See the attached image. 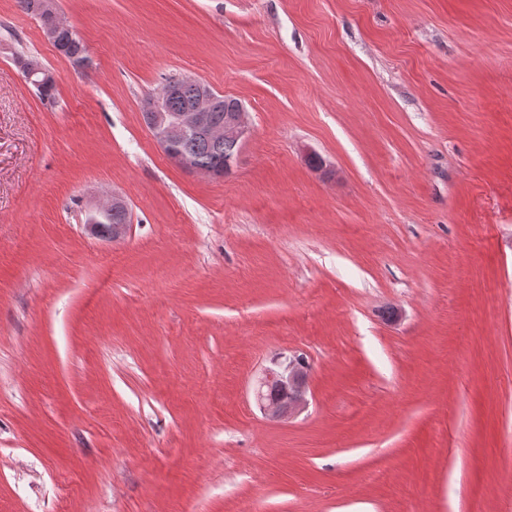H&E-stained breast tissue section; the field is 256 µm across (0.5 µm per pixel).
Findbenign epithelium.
Returning <instances> with one entry per match:
<instances>
[{"instance_id":"7a95c632","label":"benign epithelium","mask_w":512,"mask_h":512,"mask_svg":"<svg viewBox=\"0 0 512 512\" xmlns=\"http://www.w3.org/2000/svg\"><path fill=\"white\" fill-rule=\"evenodd\" d=\"M222 94L206 86L201 90L200 108L197 112H165L153 108L143 113V120L155 140L163 145L176 143L189 136L214 137L224 135L241 144L250 136L248 112L243 104L224 115V126L215 127L210 112L218 105ZM308 364L295 352L280 353L272 359V366L265 369L254 388V397L263 414L275 421H286L299 413L306 405L304 386ZM276 385L294 388L297 393L287 400H271L266 389Z\"/></svg>"}]
</instances>
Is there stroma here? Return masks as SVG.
<instances>
[{
    "instance_id": "obj_1",
    "label": "stroma",
    "mask_w": 512,
    "mask_h": 512,
    "mask_svg": "<svg viewBox=\"0 0 512 512\" xmlns=\"http://www.w3.org/2000/svg\"><path fill=\"white\" fill-rule=\"evenodd\" d=\"M58 5L85 73L0 0V512H512V0ZM171 75L244 104L224 178L145 126ZM89 220L99 224V230L97 233L98 236L110 237L112 234V239L114 241L122 239L126 235L129 228V224H127V214L123 209L112 211V213L99 216L92 213ZM113 227L114 231L112 233ZM308 364L305 358L296 352L280 353L272 359V367L266 368L263 376L254 388V397L259 409L269 419L288 421L306 405L304 386L307 380ZM272 397H280L282 388L297 389L289 400H270L266 389Z\"/></svg>"
}]
</instances>
